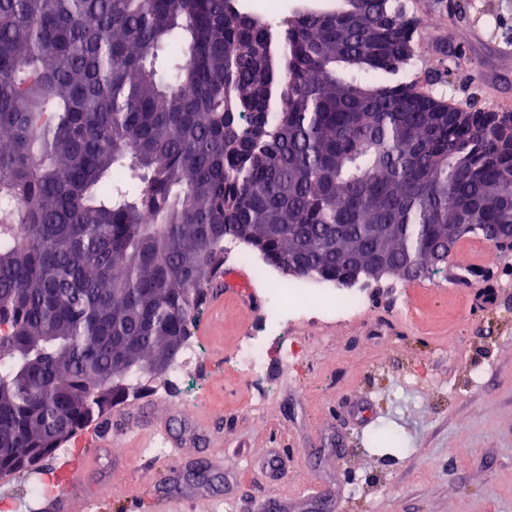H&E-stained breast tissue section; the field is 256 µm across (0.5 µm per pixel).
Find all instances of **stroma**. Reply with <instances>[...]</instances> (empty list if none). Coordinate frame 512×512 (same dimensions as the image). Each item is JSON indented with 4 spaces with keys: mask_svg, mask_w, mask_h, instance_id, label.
<instances>
[{
    "mask_svg": "<svg viewBox=\"0 0 512 512\" xmlns=\"http://www.w3.org/2000/svg\"><path fill=\"white\" fill-rule=\"evenodd\" d=\"M400 2L407 18L443 24L438 39L415 33L401 81L455 107L512 112V0ZM471 260L462 249L435 277L369 283L367 315L292 324L313 339L304 360L271 364L256 385L224 362L262 310L267 287L249 280L255 304H226L222 335L204 338L183 382L154 379L127 403L176 435L186 402L211 418L205 438L183 447L211 483L148 466L139 437L116 428L118 450L87 477V493L111 482L104 512H158L192 489L193 512H264L270 498L288 512H512V287L492 265L460 286ZM274 448L273 480L262 463ZM319 484L335 488L333 501L310 497Z\"/></svg>",
    "mask_w": 512,
    "mask_h": 512,
    "instance_id": "obj_1",
    "label": "stroma"
}]
</instances>
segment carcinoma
<instances>
[{
	"instance_id": "carcinoma-1",
	"label": "carcinoma",
	"mask_w": 512,
	"mask_h": 512,
	"mask_svg": "<svg viewBox=\"0 0 512 512\" xmlns=\"http://www.w3.org/2000/svg\"><path fill=\"white\" fill-rule=\"evenodd\" d=\"M395 0H0V472L139 391L234 240L350 285L512 252V113L410 83ZM191 89V94L182 92ZM326 0H266L267 6L263 9H258L254 6L256 0H242L244 9H249L251 5L256 11L265 15L268 23L273 28H278L282 18L293 9L305 5H322Z\"/></svg>"
}]
</instances>
